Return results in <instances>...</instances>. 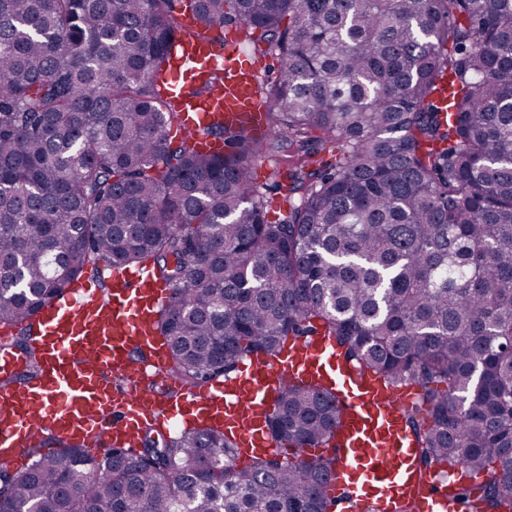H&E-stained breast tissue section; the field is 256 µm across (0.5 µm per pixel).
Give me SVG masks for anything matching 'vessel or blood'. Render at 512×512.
<instances>
[{
    "label": "vessel or blood",
    "mask_w": 512,
    "mask_h": 512,
    "mask_svg": "<svg viewBox=\"0 0 512 512\" xmlns=\"http://www.w3.org/2000/svg\"><path fill=\"white\" fill-rule=\"evenodd\" d=\"M185 26L177 59L186 68L162 89L180 114L179 134L214 152L223 144L208 128L264 134L268 107L258 91L259 71L240 53L247 28L226 29L219 51L196 37L193 16H186ZM218 70L223 83L197 94ZM168 295L145 266L110 265L73 281L62 304L40 311L31 340L41 371L20 384L13 378L26 353L16 348L9 328L0 329V380L10 382L0 389L1 466L25 468L26 448L46 431L71 445L134 448L145 428L161 431L186 416L232 433L245 463L273 452L267 421L275 392L295 377L334 387L345 402L336 468L328 479L336 512H364L369 505L393 512L405 503L415 512H482L479 486L464 482L463 466L420 468L404 416L417 398L416 386L385 387L371 372L340 360L328 337L288 340L275 360L254 359L234 376L183 388L167 369L169 349L156 329Z\"/></svg>",
    "instance_id": "obj_1"
}]
</instances>
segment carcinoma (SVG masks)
Here are the masks:
<instances>
[{"label":"carcinoma","mask_w":512,"mask_h":512,"mask_svg":"<svg viewBox=\"0 0 512 512\" xmlns=\"http://www.w3.org/2000/svg\"><path fill=\"white\" fill-rule=\"evenodd\" d=\"M187 9L203 38L261 30L264 137L212 127L224 152L207 155L169 136L159 86ZM283 140L304 155L280 222L251 163ZM147 260L182 385L330 336L417 386L423 467L492 472L485 512H512V0H0V324L33 325L89 265ZM338 424L335 394L295 380L275 451L242 468L217 428L147 431L154 461L106 448L109 466L58 439L27 449L0 512H331Z\"/></svg>","instance_id":"carcinoma-1"}]
</instances>
